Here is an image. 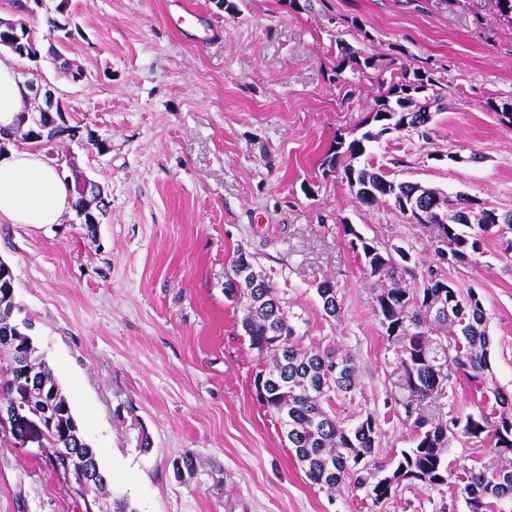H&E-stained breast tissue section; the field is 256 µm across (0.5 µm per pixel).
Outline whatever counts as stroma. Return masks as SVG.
Segmentation results:
<instances>
[{"label":"stroma","mask_w":512,"mask_h":512,"mask_svg":"<svg viewBox=\"0 0 512 512\" xmlns=\"http://www.w3.org/2000/svg\"><path fill=\"white\" fill-rule=\"evenodd\" d=\"M43 0L26 21L40 52L16 67L38 73L75 138L42 148L64 178L103 185L95 227L66 212L34 228L0 223V259L84 437L111 473L112 498L137 512H465L451 488L403 482L374 504L345 483L312 484L257 401L261 358L239 335L240 308L224 270L244 249L274 286L303 347H333L358 367L356 389L334 397L339 417L373 414L379 459L411 447L403 340L374 311L404 273H371L350 247L358 232L434 265L432 233L386 200L369 206L342 171L320 163L335 140L371 129L377 98L429 72L452 106L428 136L383 135L360 158L396 182L467 196L474 210L512 212V23L478 0ZM73 28L65 63L52 60L45 18ZM353 60L338 61V45ZM371 58V67L359 66ZM81 69L73 81L70 72ZM110 150L87 147L88 135ZM512 229L445 266L487 313L494 383L512 392ZM334 281L339 317L317 285ZM480 394L452 374L421 404L434 418L476 412ZM49 448L0 439V512H84ZM192 469L176 470L184 456Z\"/></svg>","instance_id":"stroma-1"}]
</instances>
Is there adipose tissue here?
<instances>
[{
    "label": "adipose tissue",
    "instance_id": "obj_1",
    "mask_svg": "<svg viewBox=\"0 0 512 512\" xmlns=\"http://www.w3.org/2000/svg\"><path fill=\"white\" fill-rule=\"evenodd\" d=\"M28 94L11 57H0V128H11ZM74 194L38 151L24 148L0 155V222L40 226L58 223Z\"/></svg>",
    "mask_w": 512,
    "mask_h": 512
}]
</instances>
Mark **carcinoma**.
Here are the masks:
<instances>
[{
    "label": "carcinoma",
    "instance_id": "carcinoma-1",
    "mask_svg": "<svg viewBox=\"0 0 512 512\" xmlns=\"http://www.w3.org/2000/svg\"><path fill=\"white\" fill-rule=\"evenodd\" d=\"M47 26L52 32L63 33L64 41L51 49L58 60L63 57L72 33L59 26L49 16ZM429 73H414V78L392 85L377 102L371 120L377 129L364 132L359 139L350 142L340 140L326 154L323 163L333 168L336 160L349 159L344 167L346 181L355 197L362 203L372 204L381 199L393 200L395 207L412 201H422L429 209L431 224L438 226L448 244V262H465L470 255L481 250V239L460 231L476 221L478 228L490 232L504 224L512 227V213L499 215L491 209L473 214L462 197L451 199L443 193L418 184L396 183L384 176L357 168L354 161L364 156L369 144L384 134L402 129L403 124L419 135L428 136L433 112L448 108L446 96L436 94L416 106L414 95L433 85ZM45 128L24 127L22 123L4 134L0 150L21 137L25 142L44 146L47 138L55 140L70 134L73 127L64 125L62 113L42 118ZM353 236L352 248L363 266L377 272L393 261L390 252L361 237L355 229L348 230ZM336 286L325 279L317 292L326 314L336 317L340 305L334 295ZM246 303L245 315L240 321L245 328L242 336L249 346L268 357L266 368L257 372L255 384L262 385L257 393L260 404L267 409L280 425L296 460L306 469L312 483L328 490H336L345 480H353L357 487L368 488L377 504L389 500L404 481H419L430 487L448 486L461 498L467 512H512V394L488 386L491 376L490 337L486 330L487 317L481 298L473 288H456L436 268L430 267L416 288L394 287L385 290L377 298L376 314L387 332L393 334L405 329L410 322L420 326L421 317L434 319L450 327L453 356L428 335L425 330L406 336L402 350L401 367L410 393L405 404L406 413L413 412V404L439 394L448 381V374L441 370V358H450L455 371L474 383L485 398L478 414L452 417L433 422L416 417L413 428V446L395 455L390 466L379 462L377 422L368 414L348 423L327 411L323 403L331 401V394L350 393L356 384V367L348 356H339L331 350L303 348L295 338V330L277 300L274 288L263 276H258L254 288L234 303ZM286 331V342L269 346L273 331ZM12 347L0 340V402H10L21 396V390L36 387L42 380L57 384L52 370L38 355V348L30 352L31 378L19 379L11 367ZM459 437L467 442L489 443L491 451L504 459V463L487 468H471L464 477L453 478L448 470L449 438Z\"/></svg>",
    "mask_w": 512,
    "mask_h": 512
}]
</instances>
